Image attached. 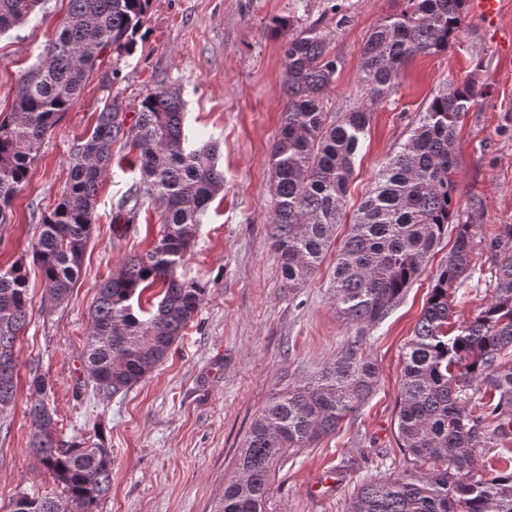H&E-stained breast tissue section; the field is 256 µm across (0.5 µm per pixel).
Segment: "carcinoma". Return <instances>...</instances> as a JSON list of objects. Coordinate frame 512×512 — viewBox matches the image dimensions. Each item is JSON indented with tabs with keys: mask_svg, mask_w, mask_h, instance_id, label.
Segmentation results:
<instances>
[{
	"mask_svg": "<svg viewBox=\"0 0 512 512\" xmlns=\"http://www.w3.org/2000/svg\"><path fill=\"white\" fill-rule=\"evenodd\" d=\"M408 9L375 26L362 47L363 101L330 113L324 92L339 60L331 35L310 26L282 45L286 96L280 131L270 152L274 186L271 236L284 286L302 288L327 253L336 250L331 288L341 316L353 324L382 321L418 277L454 216L457 124L483 86L468 79L436 94L407 142L380 171L340 244L334 233L374 106L398 86L416 55L448 50L464 19L465 0H406ZM41 0H0V34L16 27ZM150 0H69L65 22L24 73L12 107L0 115V224L25 186L46 133L79 98L101 57L133 55ZM184 101L178 88L150 90L127 125L113 100L72 150L69 182L59 202L40 214L33 261L48 299L66 301L82 270L92 233L98 185L119 143L135 154L139 183L112 216L118 233L136 222L145 204L164 206L152 247L125 259L98 288L90 308L84 352L93 387L126 392L161 364L198 311L207 285L182 279L177 268L193 246L201 216L224 190L219 146L185 147ZM472 224L456 225L448 262L431 286L427 305L402 352L397 434L411 456L397 476L367 477L347 512H512V457L488 471L478 463L479 439L512 445V224L494 238L489 300L475 317L449 330L451 296L466 281ZM157 290V303L141 304ZM27 270L0 266V425L18 389L14 348L28 325ZM378 369L355 340L310 379L275 395L255 418L240 448L236 475L224 486L216 512H264L274 466L291 449L307 448L372 396ZM29 405L30 450L61 486V494L24 493L13 512H97L112 487V452L100 429L59 441L53 412L40 399L47 382L35 376Z\"/></svg>",
	"mask_w": 512,
	"mask_h": 512,
	"instance_id": "1",
	"label": "carcinoma"
}]
</instances>
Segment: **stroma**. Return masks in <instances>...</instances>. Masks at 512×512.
Instances as JSON below:
<instances>
[{
    "mask_svg": "<svg viewBox=\"0 0 512 512\" xmlns=\"http://www.w3.org/2000/svg\"><path fill=\"white\" fill-rule=\"evenodd\" d=\"M500 2L495 24L467 12L448 52L404 65L399 86L372 115L336 229L344 237L380 170L439 90L471 78L484 84L486 95L466 113L455 141L458 218L467 221L476 207L483 214L469 277L453 302L456 327L487 302L494 260L488 243L500 225L512 224V0ZM405 6V0H151L135 53L104 60L119 66V79L108 85L102 72H94L46 135L12 202L11 223L0 226V265L25 264L32 299L29 323L15 344L16 401L0 425V512H11L18 494L57 490L29 451L34 376L48 382L45 401L58 439L71 440L97 424L104 429L112 488L98 512H215L250 425L272 393L305 379L354 340L364 342L377 365L373 395L335 433L279 462L266 512H346L363 478L405 468L396 429L401 355L455 236L444 235L380 323L359 328L337 312L333 256L304 288H284L270 237L269 165L285 106V39L312 25L330 33L340 64L325 103L328 111L345 112L362 100L361 49L368 33ZM67 10L68 0H42L24 23L0 35V112L10 110L20 77L39 63ZM161 84L181 90L190 143L220 144L224 190L178 270L208 282L209 291L167 359L129 392L106 396L84 367L89 308L100 283L127 255L150 248L163 206L150 202L136 224L114 232L112 212L139 179L123 163V149L114 148L116 161L99 182L82 277L60 305L45 301L42 273L32 260L39 234L34 216L58 201L73 142L92 127L105 102L117 100L131 115Z\"/></svg>",
    "mask_w": 512,
    "mask_h": 512,
    "instance_id": "stroma-1",
    "label": "stroma"
}]
</instances>
